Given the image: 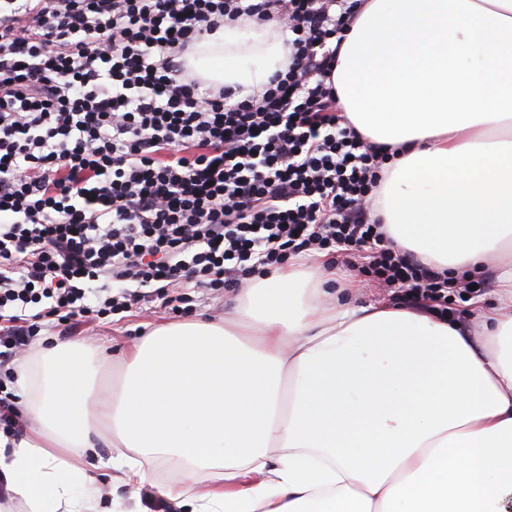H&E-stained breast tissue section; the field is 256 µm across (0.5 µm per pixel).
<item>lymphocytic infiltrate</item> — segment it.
<instances>
[{"mask_svg":"<svg viewBox=\"0 0 512 512\" xmlns=\"http://www.w3.org/2000/svg\"><path fill=\"white\" fill-rule=\"evenodd\" d=\"M360 0H0V371L44 322L75 326L336 255L391 300L448 316L471 283L372 218L388 146L329 83ZM279 21L287 71L235 98L183 55Z\"/></svg>","mask_w":512,"mask_h":512,"instance_id":"f902f5d3","label":"lymphocytic infiltrate"}]
</instances>
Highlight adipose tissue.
Listing matches in <instances>:
<instances>
[{"instance_id": "1", "label": "adipose tissue", "mask_w": 512, "mask_h": 512, "mask_svg": "<svg viewBox=\"0 0 512 512\" xmlns=\"http://www.w3.org/2000/svg\"><path fill=\"white\" fill-rule=\"evenodd\" d=\"M187 67L261 89L290 63L278 23L203 36ZM348 125L390 146L375 215L454 274L492 267L472 324L358 305L323 257L240 289L219 321L159 323L108 375L100 349H30L31 433L0 436V512H96L98 470L175 512H512V0H362L331 75ZM109 434L117 453L96 449ZM184 465L176 460H166L158 463L155 470L156 485L146 484L140 487H129L118 481L112 480V484L107 476H103V492L104 499L108 502L111 498L115 502L126 503L131 496L138 497L143 506L154 512H170L163 511L161 508L155 507L158 501L165 502L159 492V486L179 482L182 479ZM106 492V493H105ZM148 493L150 496H145ZM152 497V498H151ZM166 503V502H165Z\"/></svg>"}]
</instances>
